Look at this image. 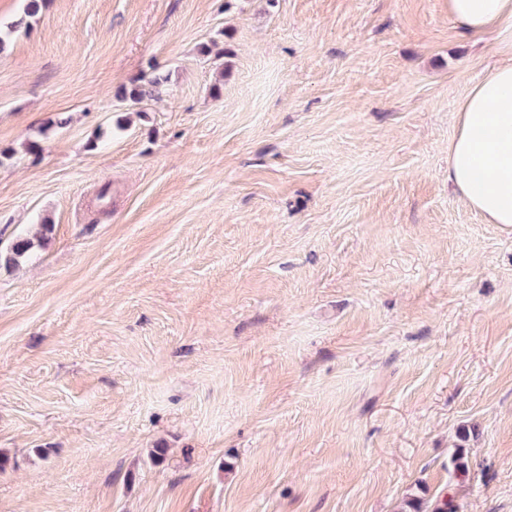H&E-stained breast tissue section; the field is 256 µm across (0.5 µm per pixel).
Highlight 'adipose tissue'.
I'll return each mask as SVG.
<instances>
[{"instance_id":"ef3b65f1","label":"adipose tissue","mask_w":512,"mask_h":512,"mask_svg":"<svg viewBox=\"0 0 512 512\" xmlns=\"http://www.w3.org/2000/svg\"><path fill=\"white\" fill-rule=\"evenodd\" d=\"M464 32L483 35L512 20V0H448ZM448 180L489 224H512V65L494 66L458 105Z\"/></svg>"}]
</instances>
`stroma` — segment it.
I'll return each instance as SVG.
<instances>
[{
  "label": "stroma",
  "instance_id": "stroma-1",
  "mask_svg": "<svg viewBox=\"0 0 512 512\" xmlns=\"http://www.w3.org/2000/svg\"><path fill=\"white\" fill-rule=\"evenodd\" d=\"M25 6L0 0V249L51 231L0 267V512H512V226L448 185L512 25ZM25 236L17 237L7 249L6 252H0V264L4 261L7 264L16 265L22 259L27 257L31 249L34 247L35 241L41 242L45 240L48 232L51 231L49 224H37Z\"/></svg>",
  "mask_w": 512,
  "mask_h": 512
}]
</instances>
